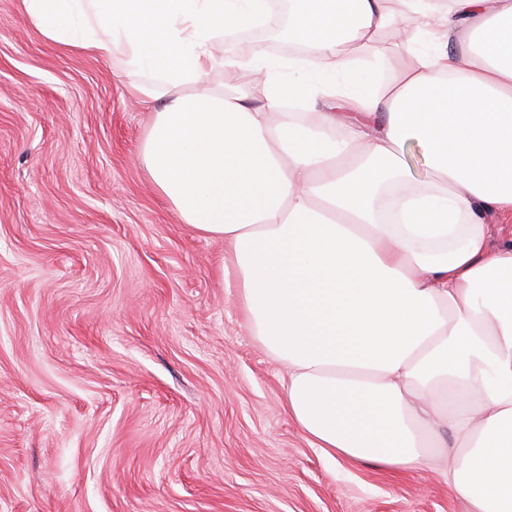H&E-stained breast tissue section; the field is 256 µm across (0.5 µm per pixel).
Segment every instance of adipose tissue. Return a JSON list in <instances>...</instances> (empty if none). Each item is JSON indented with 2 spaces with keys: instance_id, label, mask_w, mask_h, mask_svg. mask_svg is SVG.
<instances>
[{
  "instance_id": "ef3b65f1",
  "label": "adipose tissue",
  "mask_w": 512,
  "mask_h": 512,
  "mask_svg": "<svg viewBox=\"0 0 512 512\" xmlns=\"http://www.w3.org/2000/svg\"><path fill=\"white\" fill-rule=\"evenodd\" d=\"M269 2L22 8L54 44L122 56L154 113L139 160L183 223L231 246L315 447L435 467L471 512H512V241L487 222L512 218V0H297L287 36L306 54L225 55V32L270 26ZM398 26L412 65L383 83L354 66L349 46Z\"/></svg>"
}]
</instances>
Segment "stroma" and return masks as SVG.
I'll use <instances>...</instances> for the list:
<instances>
[{
    "mask_svg": "<svg viewBox=\"0 0 512 512\" xmlns=\"http://www.w3.org/2000/svg\"><path fill=\"white\" fill-rule=\"evenodd\" d=\"M151 125L121 56L0 0V512H469L442 473L311 447L223 239L138 162Z\"/></svg>",
    "mask_w": 512,
    "mask_h": 512,
    "instance_id": "stroma-1",
    "label": "stroma"
}]
</instances>
